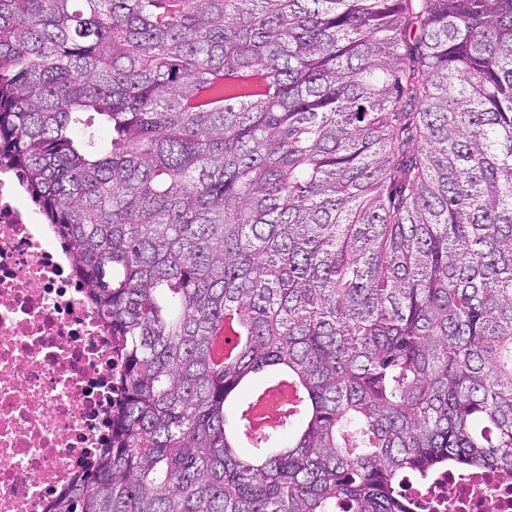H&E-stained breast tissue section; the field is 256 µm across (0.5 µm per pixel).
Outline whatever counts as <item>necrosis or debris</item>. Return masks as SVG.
<instances>
[{
    "mask_svg": "<svg viewBox=\"0 0 512 512\" xmlns=\"http://www.w3.org/2000/svg\"><path fill=\"white\" fill-rule=\"evenodd\" d=\"M0 161V512H50L111 438L112 339L69 255ZM411 512H512V475L407 479Z\"/></svg>",
    "mask_w": 512,
    "mask_h": 512,
    "instance_id": "1",
    "label": "necrosis or debris"
}]
</instances>
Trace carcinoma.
Wrapping results in <instances>:
<instances>
[{"label":"carcinoma","instance_id":"cac0c4a2","mask_svg":"<svg viewBox=\"0 0 512 512\" xmlns=\"http://www.w3.org/2000/svg\"><path fill=\"white\" fill-rule=\"evenodd\" d=\"M2 160L120 363L51 512H408L407 475L512 474V0H0ZM285 371L253 430L243 384ZM296 390V385L288 379L273 385L252 410L255 426H265L275 418L277 409L293 400Z\"/></svg>","mask_w":512,"mask_h":512}]
</instances>
